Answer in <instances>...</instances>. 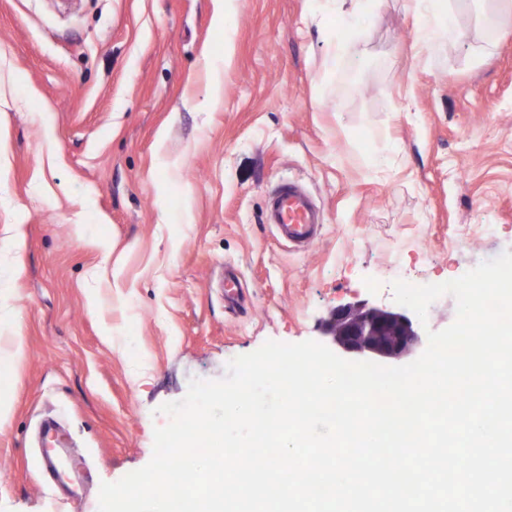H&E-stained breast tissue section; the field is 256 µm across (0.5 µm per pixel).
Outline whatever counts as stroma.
I'll return each mask as SVG.
<instances>
[{"mask_svg":"<svg viewBox=\"0 0 512 512\" xmlns=\"http://www.w3.org/2000/svg\"><path fill=\"white\" fill-rule=\"evenodd\" d=\"M451 3L426 56L414 0L358 33L314 0H228L223 25L213 0H0V349L23 348L0 512H98L191 379L512 251V27ZM288 178L323 209L308 251L266 222Z\"/></svg>","mask_w":512,"mask_h":512,"instance_id":"stroma-1","label":"stroma"}]
</instances>
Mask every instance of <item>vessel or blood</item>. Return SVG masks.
I'll list each match as a JSON object with an SVG mask.
<instances>
[{
	"label": "vessel or blood",
	"instance_id": "1",
	"mask_svg": "<svg viewBox=\"0 0 512 512\" xmlns=\"http://www.w3.org/2000/svg\"><path fill=\"white\" fill-rule=\"evenodd\" d=\"M268 218L278 236L296 248L311 245L319 236L321 208L299 181L276 184L268 198Z\"/></svg>",
	"mask_w": 512,
	"mask_h": 512
}]
</instances>
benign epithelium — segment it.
I'll list each match as a JSON object with an SVG mask.
<instances>
[{"label": "benign epithelium", "instance_id": "benign-epithelium-1", "mask_svg": "<svg viewBox=\"0 0 512 512\" xmlns=\"http://www.w3.org/2000/svg\"><path fill=\"white\" fill-rule=\"evenodd\" d=\"M324 333L346 353L369 360H399L423 343L417 316L366 301L340 305L324 324Z\"/></svg>", "mask_w": 512, "mask_h": 512}]
</instances>
